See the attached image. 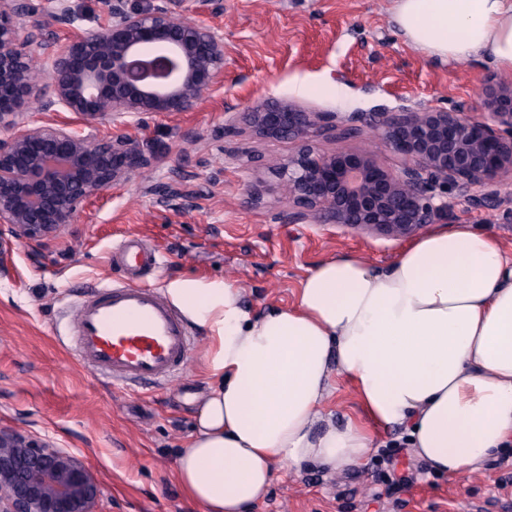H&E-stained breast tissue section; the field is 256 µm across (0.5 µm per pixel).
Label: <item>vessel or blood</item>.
I'll return each instance as SVG.
<instances>
[{
  "label": "vessel or blood",
  "mask_w": 512,
  "mask_h": 512,
  "mask_svg": "<svg viewBox=\"0 0 512 512\" xmlns=\"http://www.w3.org/2000/svg\"><path fill=\"white\" fill-rule=\"evenodd\" d=\"M112 260L128 269L131 281L100 285L74 307L75 359L116 385L170 382L190 360L192 348L180 312L146 281L161 254L130 236L115 246Z\"/></svg>",
  "instance_id": "vessel-or-blood-1"
}]
</instances>
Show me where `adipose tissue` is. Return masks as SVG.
Here are the masks:
<instances>
[{
    "label": "adipose tissue",
    "instance_id": "1",
    "mask_svg": "<svg viewBox=\"0 0 512 512\" xmlns=\"http://www.w3.org/2000/svg\"><path fill=\"white\" fill-rule=\"evenodd\" d=\"M389 11L417 51L512 72V0ZM166 292L208 333L210 387L175 467L204 512H252L283 468L361 465L378 427H403L414 455L451 477L512 444V254L470 225L420 233L384 266L323 259L263 314L233 280L186 277ZM343 381L365 418L339 426L324 406Z\"/></svg>",
    "mask_w": 512,
    "mask_h": 512
}]
</instances>
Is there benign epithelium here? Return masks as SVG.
Here are the masks:
<instances>
[{
    "label": "benign epithelium",
    "instance_id": "1",
    "mask_svg": "<svg viewBox=\"0 0 512 512\" xmlns=\"http://www.w3.org/2000/svg\"><path fill=\"white\" fill-rule=\"evenodd\" d=\"M185 0L135 9L109 2L110 23L85 28L71 0H48L58 24L81 31L61 44L32 20L31 0H0V275L13 242L38 246L76 223L85 203L162 160L127 132L99 137L30 105L113 126L142 114L195 109L224 75V38L178 19ZM43 60L40 67L32 56ZM252 137L296 150L275 170L290 224H332L386 240L408 239L472 211L512 205V83L490 72L476 103L399 112H309L295 101L257 104L242 115ZM369 128L402 166L364 149L320 151L325 130ZM98 483L77 456L24 431L0 427V512H92Z\"/></svg>",
    "mask_w": 512,
    "mask_h": 512
}]
</instances>
